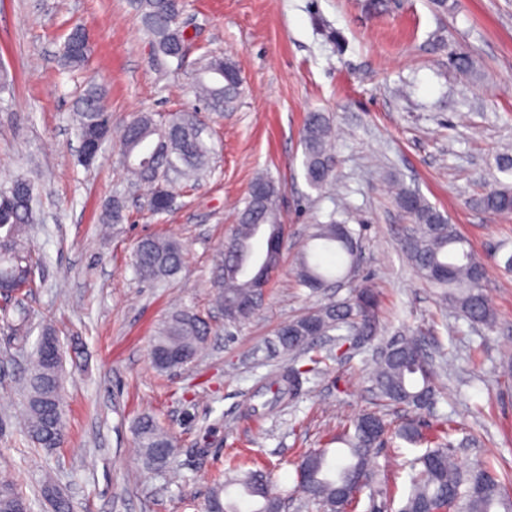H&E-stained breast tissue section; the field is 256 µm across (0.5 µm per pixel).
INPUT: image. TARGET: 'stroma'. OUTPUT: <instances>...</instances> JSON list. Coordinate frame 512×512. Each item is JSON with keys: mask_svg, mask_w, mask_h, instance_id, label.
<instances>
[{"mask_svg": "<svg viewBox=\"0 0 512 512\" xmlns=\"http://www.w3.org/2000/svg\"><path fill=\"white\" fill-rule=\"evenodd\" d=\"M449 3L439 13L430 0H383L379 8L373 0H187L191 49L176 65L155 57L128 0H0V70L11 83L0 95V180L34 176L40 221L27 244L42 260L24 298L27 340L0 321V476L17 483L33 512H52L40 495L47 474L74 512H202L233 463L270 472L288 512H308L293 492L301 454L329 442L338 421L381 408L369 388L371 352L343 353L335 337H323L325 370L297 402L247 417L244 401L288 365L309 362L276 345L278 328L347 296L294 282L311 224L342 207L364 227L359 277L379 294L383 336H423L438 369L442 397L420 419L423 437L448 429L458 460H484L512 493V374L504 371L512 360V271L504 267L512 214L474 204L512 183L496 167L502 146L512 145V0ZM76 25L89 30L92 54L67 70L60 51ZM453 51L472 56L475 74L451 65ZM212 53L233 57L243 86L234 111L209 116V177L166 213L127 201L128 223L102 231L125 174L111 141L91 166L79 162L72 117L80 96L102 85L116 126L141 112L190 110L196 63ZM310 111L327 113L336 131V178L322 194L303 176L300 132ZM261 172L281 187L282 262L261 309L231 323L211 281L235 204ZM395 181L447 212L485 259L495 329L440 307L413 272ZM146 235L185 243L177 276L138 279L134 251ZM178 304L200 312L212 333L190 364L162 374L151 362L152 339ZM46 325L64 350L65 439L51 450L34 447L17 422L22 378ZM144 414L175 437L174 472L143 467L132 424ZM422 450L390 437L373 458L392 512Z\"/></svg>", "mask_w": 512, "mask_h": 512, "instance_id": "obj_1", "label": "stroma"}]
</instances>
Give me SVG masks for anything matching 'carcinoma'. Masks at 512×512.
I'll return each instance as SVG.
<instances>
[{
	"label": "carcinoma",
	"mask_w": 512,
	"mask_h": 512,
	"mask_svg": "<svg viewBox=\"0 0 512 512\" xmlns=\"http://www.w3.org/2000/svg\"><path fill=\"white\" fill-rule=\"evenodd\" d=\"M154 51L169 60H178L179 48L188 41L180 28V17L169 0H130ZM90 50L79 52L71 37H66L61 63L69 69L80 68L89 60ZM236 65L229 57L206 54L196 68L191 93L210 112L231 111L240 96L234 79ZM100 87L90 86L76 110L78 140L103 145L109 133L111 112L103 103ZM206 129L198 128L190 112H175L166 118L140 113L123 126L119 138L121 163L129 184L144 191L146 205L152 207L160 196L171 199L187 188L200 184L210 169L214 149L204 138ZM302 166L310 189L321 194L335 176L332 127L324 112H309L301 132ZM280 185L269 174L256 177L237 213L233 234L220 249V263L213 288L226 319L236 323L252 317L263 305L266 294L254 288L246 267L253 256L260 229L285 236L279 216ZM37 187L17 176L0 183V292L14 295L13 306L0 310V319L16 336L26 340L27 314L22 307L25 292L34 283L37 261L26 248L24 237L36 220ZM395 202L411 223L403 250L417 276L435 289L444 305L454 306L469 322L485 327L495 324L496 312L484 290L485 265L476 257L470 243L448 216L428 202L417 190L404 184L396 188ZM479 208L501 213L512 208V185L498 188L476 199ZM127 219L125 203L112 200L103 213L105 224H123ZM363 225L349 224L330 215L328 222L313 225L310 241L298 259L294 274L296 285L311 292H321L334 284L346 283V298L326 304L289 321L277 332L278 346L285 352H303L314 342L332 332H345L360 347H372L374 367L369 376L377 398L413 413L431 411L437 404L438 373L419 339L393 336L378 341L379 295L366 282L356 279L361 254ZM335 254L340 263L324 265L315 248ZM264 259L258 271L271 283L279 270L282 250L279 245L263 244ZM186 247L174 239L146 237L134 253L138 278L155 283L175 277L182 269ZM207 322L192 309L175 308L161 322L151 346L153 366L160 372H174L195 358L207 341ZM330 356L310 358L313 367L302 370L291 366L267 384L272 397L256 404L248 399L249 416L274 411L304 392L308 374ZM62 353L54 329L42 328L36 351L24 380L23 427L27 437L40 448H55L64 439L65 414L62 404ZM390 430V424L376 413H363L344 425L336 434L341 458L331 461V450L316 448L305 453L297 472L305 480L297 483V493L317 512H355L360 499L344 496L341 490L363 491L374 488L378 477L371 459ZM134 434L144 465L158 472L172 469L175 441L171 432L153 416L144 415L135 422ZM395 435L408 443L420 439L414 421L400 424ZM434 447L416 459L410 477V491L399 512H512V495L500 478L476 461L461 466L455 461L449 444L435 436ZM238 489L241 498L255 504L248 512H283L285 496L277 491L270 474L261 469L235 470L217 486L205 504V512H243L240 502L231 497ZM41 493L53 512H73L68 497L46 477ZM0 512H32L31 501L14 483L0 478Z\"/></svg>",
	"instance_id": "1"
}]
</instances>
